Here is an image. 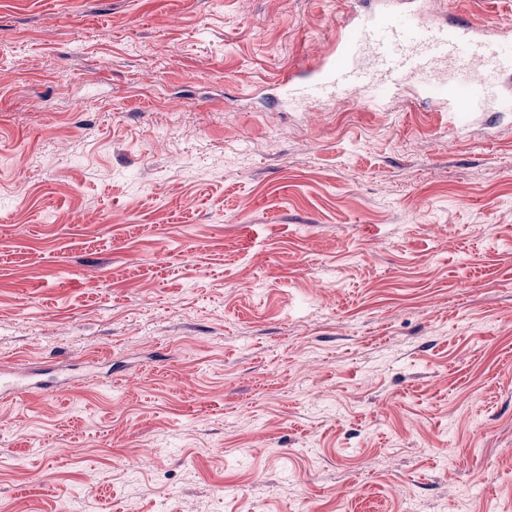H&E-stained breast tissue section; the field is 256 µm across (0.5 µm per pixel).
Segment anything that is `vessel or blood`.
<instances>
[{
	"label": "vessel or blood",
	"instance_id": "vessel-or-blood-1",
	"mask_svg": "<svg viewBox=\"0 0 512 512\" xmlns=\"http://www.w3.org/2000/svg\"><path fill=\"white\" fill-rule=\"evenodd\" d=\"M512 73V37L497 18L432 23L413 0H361L344 18L331 51L295 72L307 100L345 95L376 107L392 90L418 80L425 94L451 112H474L496 99L492 83ZM65 379L14 381L0 371V397L55 393Z\"/></svg>",
	"mask_w": 512,
	"mask_h": 512
}]
</instances>
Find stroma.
I'll return each instance as SVG.
<instances>
[{
    "instance_id": "35a3bbf8",
    "label": "stroma",
    "mask_w": 512,
    "mask_h": 512,
    "mask_svg": "<svg viewBox=\"0 0 512 512\" xmlns=\"http://www.w3.org/2000/svg\"><path fill=\"white\" fill-rule=\"evenodd\" d=\"M351 2L0 0V512L512 504V112L289 102ZM67 378H54L51 381L32 379L23 384L16 383L11 373L5 369L0 371V397L11 396L19 392L55 393L64 389Z\"/></svg>"
}]
</instances>
